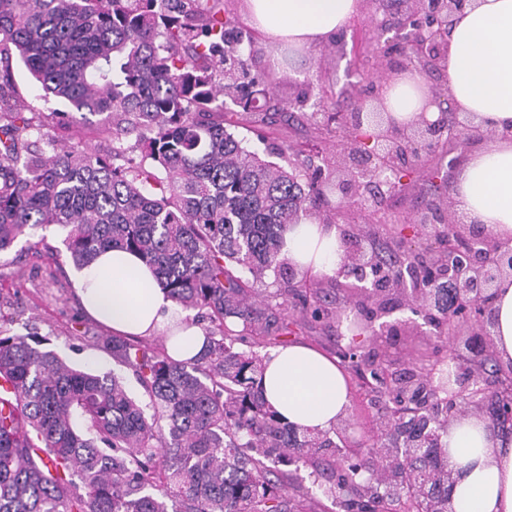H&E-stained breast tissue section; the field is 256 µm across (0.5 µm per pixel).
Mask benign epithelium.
<instances>
[{
    "instance_id": "1",
    "label": "benign epithelium",
    "mask_w": 512,
    "mask_h": 512,
    "mask_svg": "<svg viewBox=\"0 0 512 512\" xmlns=\"http://www.w3.org/2000/svg\"><path fill=\"white\" fill-rule=\"evenodd\" d=\"M464 0H424V4L433 15V21L424 23L415 31L409 26L414 18L415 0H405V8L394 27L395 35L387 40L392 49H405L410 57L424 64L428 69H437L446 56V36L448 27L453 24L462 10ZM382 86H376L373 93L360 98L362 108L355 113L354 121L361 125L376 128L371 142L370 156L362 159L356 155L353 147H341L336 150V160L328 161L329 178L332 192L336 193V210L354 209L359 212L381 211L379 202L383 196L396 190L404 172L417 166L429 154L427 145L444 140H457L462 134L470 138L484 136L482 128L471 121L461 119L454 113L452 123H445V113L435 121L425 114L404 126L394 122L384 123L381 106ZM448 222L451 235L445 249L456 254L460 241H477L482 252H467L468 262L457 264L445 262L443 256L432 255L433 269L441 270L448 276V292L458 298L456 306L448 310L451 329L464 325L467 330L465 345L475 355L483 348L493 346V313L498 283L512 275V247L493 236L482 224H457L453 210L435 211L415 220L417 224ZM357 238L348 255L347 268L355 279L359 292L370 293L368 315L365 323L368 329L380 337L392 333L394 326L384 321L389 313V296L404 291V278L388 277L380 284L368 282L371 241L375 234L373 225H356ZM446 360L457 361L454 387L448 390V420H453L464 405L477 406L486 397V388L481 377L465 371L463 359L456 358L453 350H448ZM489 427L495 433L512 434V403L501 407L494 416L486 417Z\"/></svg>"
}]
</instances>
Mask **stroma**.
Returning <instances> with one entry per match:
<instances>
[{"instance_id":"35a3bbf8","label":"stroma","mask_w":512,"mask_h":512,"mask_svg":"<svg viewBox=\"0 0 512 512\" xmlns=\"http://www.w3.org/2000/svg\"><path fill=\"white\" fill-rule=\"evenodd\" d=\"M341 53L326 48L309 52L299 67L281 63L272 67L267 62L269 49L261 38H254L252 62L262 79V89L273 92L281 101L289 102L308 97L310 104L323 99L343 101L359 87V73L369 74L372 82L389 78L382 67L379 49L372 38L366 16L353 19L341 38ZM231 119L234 131L248 138L257 151H264L273 142L292 147L298 157L322 155L333 157L336 144L321 137L309 108L274 116L272 124L262 125L261 113L236 108ZM465 145L448 142L428 157L425 165L408 173L400 189L387 195L380 224L376 225L377 247L401 256L419 236L412 219L424 201L433 196H447L446 175L456 170L464 159ZM40 244L32 250L13 247L0 254V331L35 332L46 337L68 364L104 373L114 369L110 355L93 344L94 336L107 329L85 316L73 286L75 266L66 251L61 229L51 226L33 232ZM295 341L315 345L336 355L349 344L344 329L333 318L322 321L306 320ZM443 338L430 322H420L414 336L397 333L389 336L384 349L393 370L402 372L418 355L442 345ZM378 408L352 396L341 427L347 437L359 441L369 439L379 431Z\"/></svg>"}]
</instances>
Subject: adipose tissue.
<instances>
[{"instance_id": "obj_1", "label": "adipose tissue", "mask_w": 512, "mask_h": 512, "mask_svg": "<svg viewBox=\"0 0 512 512\" xmlns=\"http://www.w3.org/2000/svg\"><path fill=\"white\" fill-rule=\"evenodd\" d=\"M362 0H245L243 17L268 45L308 53L331 42L361 13ZM445 70L452 104L496 131L488 147L468 153L452 185L465 223L512 238V0H471L448 35ZM388 112L400 123L439 107L422 75L402 73L382 85ZM337 225L307 218L291 225L283 255L317 278L336 277L343 258ZM75 286L84 311L121 336L166 333L165 352L183 361L204 353L201 327L157 283L151 269L121 249L81 269ZM494 345L512 362V279L494 305ZM265 399L291 424L328 431L346 416L350 389L337 359L304 345L280 346L264 358ZM448 466L456 476L449 512H512V440L471 416L451 421Z\"/></svg>"}]
</instances>
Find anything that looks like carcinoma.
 <instances>
[{
  "mask_svg": "<svg viewBox=\"0 0 512 512\" xmlns=\"http://www.w3.org/2000/svg\"><path fill=\"white\" fill-rule=\"evenodd\" d=\"M224 13V0H0V253L55 225L75 266L107 249L135 252L183 310L210 322L207 351L189 361L97 337L145 405L115 372L75 368L28 333L1 335L10 389L0 391V512H306L314 495L302 469L338 509L393 512L404 501L448 512V490L424 460L391 456L394 440L381 444L375 492L356 502L367 459L336 466L330 433L289 425L261 396L256 349L297 325L284 310L304 272L282 248L290 225L318 210L317 172L305 182L230 131L226 114L253 103L259 80ZM14 61L69 110L54 121L18 112ZM82 122L112 139L108 153L54 134ZM323 134L369 149L348 121ZM270 275L283 287L263 290ZM364 303L336 311L351 346L366 332ZM348 370L374 396L398 397L399 377ZM491 373L492 396L512 400L509 372ZM429 427L441 436L448 418L422 404L386 412L380 434L425 437Z\"/></svg>",
  "mask_w": 512,
  "mask_h": 512,
  "instance_id": "carcinoma-1",
  "label": "carcinoma"
}]
</instances>
